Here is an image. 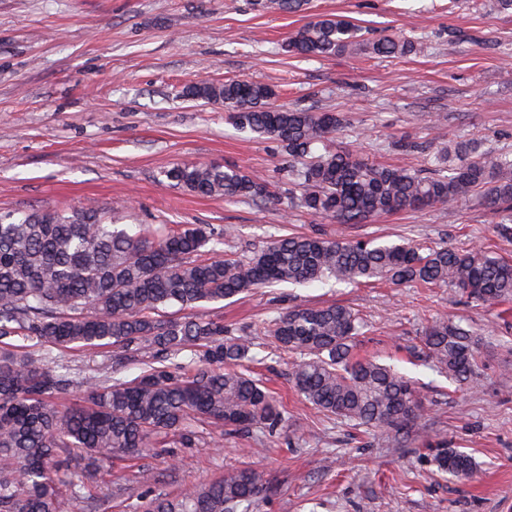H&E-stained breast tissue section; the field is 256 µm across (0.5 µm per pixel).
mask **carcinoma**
Instances as JSON below:
<instances>
[{
    "instance_id": "carcinoma-1",
    "label": "carcinoma",
    "mask_w": 512,
    "mask_h": 512,
    "mask_svg": "<svg viewBox=\"0 0 512 512\" xmlns=\"http://www.w3.org/2000/svg\"><path fill=\"white\" fill-rule=\"evenodd\" d=\"M261 11L295 13L307 0H255ZM360 46L392 57L413 51L407 38L361 39L342 16L316 17L285 51L329 57ZM184 96L221 104L238 130L277 143L292 162L290 207L314 219L359 224L373 216L453 206L476 193L500 216L496 234L512 240V157L488 154L452 139L429 154L428 174L376 164L343 151L317 150L346 125L336 112L271 104L275 91L247 80H199ZM175 187L193 194L262 202L268 186L243 171L184 163L164 171ZM231 226L138 225L132 234L94 205L69 213L0 212V512H61V489L71 494L94 482L104 464L121 456L141 460L173 436L197 447L198 426L214 438L279 433L284 410L251 375L255 337L207 318H172L171 306L217 303L280 283L333 279L394 285L448 286L468 302L492 309L512 296V262L479 248L446 243L423 248L410 241L274 236L245 259L224 258ZM363 323L343 304L300 306L273 319L268 337L298 355L295 390L327 417L399 432L418 424L428 407L418 382L377 360L351 352ZM14 337L35 338L45 350L24 351ZM112 346V366L78 378L48 348ZM196 358L191 372L173 360ZM140 364L132 379L127 366ZM414 364L448 380L476 381L473 332L444 317L426 329ZM61 448L87 460L83 480L68 479ZM433 460L453 477L474 468L470 455L445 444ZM269 489L267 474L248 468L206 484H191L151 501L148 512H249Z\"/></svg>"
}]
</instances>
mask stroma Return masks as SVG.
Masks as SVG:
<instances>
[{"label":"stroma","instance_id":"stroma-1","mask_svg":"<svg viewBox=\"0 0 512 512\" xmlns=\"http://www.w3.org/2000/svg\"><path fill=\"white\" fill-rule=\"evenodd\" d=\"M342 15L373 39L418 41L416 52L378 57L362 48L332 57L284 49L315 15ZM201 79H244L273 87L275 103L339 112L347 128L326 141L373 163L426 169L409 143L437 150L471 139L512 153V11L493 0H309L298 13H264L254 0H0V212H67L92 204L120 223L234 225L228 257L243 258L269 236L345 235L484 247L512 260V240L480 196L461 205L379 215L362 224L316 220L288 206L289 160L271 140L226 121L223 105L191 101ZM181 163L236 167L266 183L262 203L202 197L171 185ZM340 303L368 327L360 358L380 357L417 378L430 411L405 441L324 416L289 380L292 354L265 328L301 305ZM169 316H207L258 336L256 376L288 411L280 435L204 440L171 463L166 449L109 463L90 499L63 495V512H145L186 484L248 468L272 489L257 512H512V298L496 310L449 288L316 282L279 285ZM444 316L481 340L476 385L459 386L410 362L432 320ZM444 442L471 455L473 475L440 473L428 455Z\"/></svg>","mask_w":512,"mask_h":512}]
</instances>
